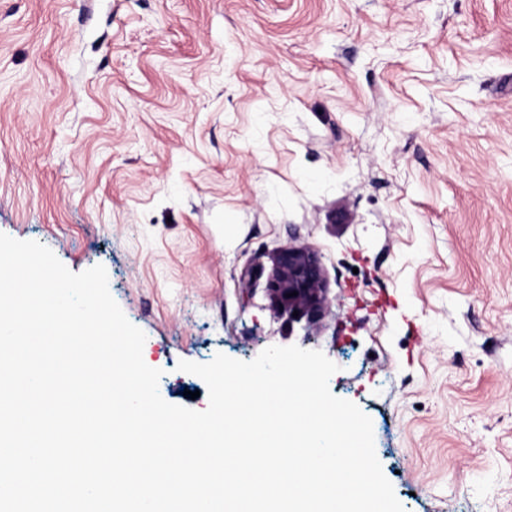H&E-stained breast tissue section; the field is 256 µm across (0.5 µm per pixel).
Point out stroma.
Returning <instances> with one entry per match:
<instances>
[{"label":"stroma","instance_id":"35a3bbf8","mask_svg":"<svg viewBox=\"0 0 512 512\" xmlns=\"http://www.w3.org/2000/svg\"><path fill=\"white\" fill-rule=\"evenodd\" d=\"M0 233L179 361L322 351L405 512H512V0H0ZM315 250L289 330L265 278ZM271 259L265 288L270 306L289 330L299 326L304 335H312L330 305L320 257L308 248L284 247ZM293 292L297 295L286 297ZM294 311H298V316H293Z\"/></svg>","mask_w":512,"mask_h":512}]
</instances>
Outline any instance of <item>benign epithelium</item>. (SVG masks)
Wrapping results in <instances>:
<instances>
[{
	"mask_svg": "<svg viewBox=\"0 0 512 512\" xmlns=\"http://www.w3.org/2000/svg\"><path fill=\"white\" fill-rule=\"evenodd\" d=\"M266 293L290 333L298 326L312 335L330 305L320 257L308 248L284 247L274 253Z\"/></svg>",
	"mask_w": 512,
	"mask_h": 512,
	"instance_id": "1",
	"label": "benign epithelium"
}]
</instances>
